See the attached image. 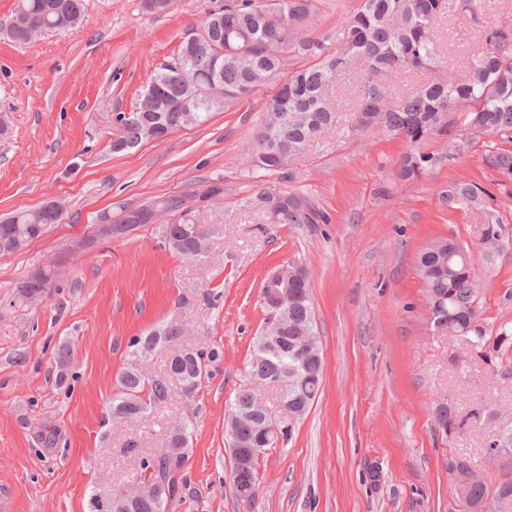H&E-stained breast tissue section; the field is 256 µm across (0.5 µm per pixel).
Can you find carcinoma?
I'll return each mask as SVG.
<instances>
[{
  "mask_svg": "<svg viewBox=\"0 0 512 512\" xmlns=\"http://www.w3.org/2000/svg\"><path fill=\"white\" fill-rule=\"evenodd\" d=\"M320 0H227L201 21L181 46L177 58L157 72L150 85L158 98L141 94L125 118L121 139L111 143L112 153L128 151L149 142L160 133L199 127L216 112L249 98L263 86L276 88L266 103L262 120L252 133L246 164L251 177L282 172L311 141L335 126L339 113L333 94L341 79L353 78L356 98L351 135L374 129L408 144L398 175L404 180L420 178L443 157L427 152L434 138L448 142V160H453L462 130L472 124L488 135H512V22L489 27L483 45L462 69L441 73L439 21L455 11L476 18L484 0H361L357 12L333 32L315 33L313 21ZM84 0H16L8 36L26 44L35 36L79 26ZM431 70V79L403 93L400 102H389L391 88L408 73ZM224 85V92L205 94L211 83ZM457 113L454 131L435 124L439 112ZM483 161L512 178V152L488 151ZM449 204L483 206L488 192L475 184L460 182L441 191ZM282 201L264 209L272 224H317L321 212L306 197L291 192H273ZM173 222L162 228L170 237L169 249L199 263L206 262L212 230L197 223L195 198L174 194L162 198ZM153 204L112 218L121 225L118 234L149 223ZM139 221L131 220L132 215ZM63 216L39 208L21 210L0 222V240L17 239L28 245L34 239L33 225L58 224ZM470 251L452 240L432 242L418 256V270L427 298L440 306L443 328L461 336L475 349L487 343L478 314L477 274ZM288 310L282 316L283 330L274 339L255 337L247 378L269 382L286 381L283 406L303 417L316 401L323 381L324 362L311 302L310 277L306 267L290 261ZM178 324L159 325L129 345L127 364L119 379L120 394L112 400V416L138 422L156 405L169 399L177 384L191 398L211 367L221 360L219 350L194 349L182 342ZM163 355L164 374L151 376L145 363ZM241 417L226 426L228 446L236 445L250 463L242 470L232 466V482L240 500L254 501L260 485L258 462L279 439L265 431L270 416L255 408L248 386L237 392L229 418ZM192 437V422L183 420L165 433L160 452L140 460L138 486L144 496L134 505L124 493L112 489L90 497V512H170L182 497L186 480L182 469ZM512 498V483L499 489L498 497L487 494L484 483L473 484L467 499L488 503V512H498V503Z\"/></svg>",
  "mask_w": 512,
  "mask_h": 512,
  "instance_id": "obj_1",
  "label": "carcinoma"
}]
</instances>
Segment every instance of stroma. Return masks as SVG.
<instances>
[{
    "label": "stroma",
    "instance_id": "stroma-1",
    "mask_svg": "<svg viewBox=\"0 0 512 512\" xmlns=\"http://www.w3.org/2000/svg\"><path fill=\"white\" fill-rule=\"evenodd\" d=\"M223 3L177 0L156 16L141 0H85L79 27L18 45L6 36L14 0H0V110L11 120L0 138V216L51 199L66 206L61 223L0 254V512H89L94 487H135L141 454L157 452L164 428L187 417L195 423L187 486L172 512H462L449 458L482 467L489 492L512 482V449L487 455L512 426V368L494 344L501 326L512 328V182L483 162L487 151H512V139L463 140L453 162L405 181L402 139L351 136L337 125L287 173L263 180L268 191L308 196L321 224L266 223L256 199L247 145L273 87L203 126L113 153L115 114L132 109L185 34ZM508 21L512 0H485L475 21L449 14L439 25L445 62L462 68L483 27ZM218 179L222 204L197 212L219 229L205 263L165 248L156 224L83 244L93 225L122 210ZM455 182L490 193L505 227L493 263L483 259L481 211L440 197ZM448 238L473 254L488 338L480 351L428 324L417 257ZM52 256L65 262L63 278L18 304L17 284ZM291 260L311 274L322 389L300 419L267 395L287 437L260 458L248 505L232 483L225 420L268 317L260 285ZM163 321L188 324L184 344L219 348L221 361L193 401L176 388L139 424L113 419L129 342ZM62 346L71 351L63 365ZM443 398L462 429L447 434L436 424ZM133 434L137 456L124 451Z\"/></svg>",
    "mask_w": 512,
    "mask_h": 512
}]
</instances>
